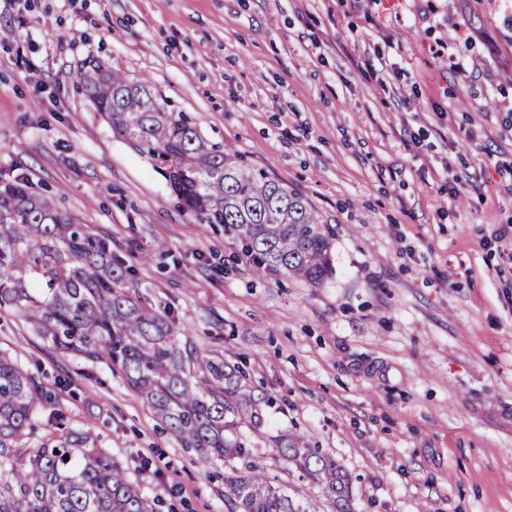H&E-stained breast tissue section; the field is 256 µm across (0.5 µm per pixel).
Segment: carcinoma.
<instances>
[{
	"mask_svg": "<svg viewBox=\"0 0 512 512\" xmlns=\"http://www.w3.org/2000/svg\"><path fill=\"white\" fill-rule=\"evenodd\" d=\"M79 88L157 171L201 224L258 272L318 285L332 272L331 233L301 194L238 152L207 143L192 119L168 112L150 82H131L92 58ZM130 268L110 244L18 179L0 187V309L18 311L63 352L123 375L179 447L224 467L227 512H311L252 457L241 427L261 436V400L222 357L198 358L170 314L133 297ZM48 393L0 350V512H154L139 484L88 430L53 423L32 442ZM277 452L298 482L316 483L332 512H356L339 462L298 435Z\"/></svg>",
	"mask_w": 512,
	"mask_h": 512,
	"instance_id": "1",
	"label": "carcinoma"
}]
</instances>
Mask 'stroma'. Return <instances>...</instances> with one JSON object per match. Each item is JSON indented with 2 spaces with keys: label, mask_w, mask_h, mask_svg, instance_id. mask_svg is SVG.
Segmentation results:
<instances>
[{
  "label": "stroma",
  "mask_w": 512,
  "mask_h": 512,
  "mask_svg": "<svg viewBox=\"0 0 512 512\" xmlns=\"http://www.w3.org/2000/svg\"><path fill=\"white\" fill-rule=\"evenodd\" d=\"M496 0H0V185L108 240L141 302L262 396L256 456L300 434L357 512H512V48ZM98 59L302 194L317 286L260 275L183 210L78 88ZM0 348L159 512H226L224 470L123 377L0 310Z\"/></svg>",
  "instance_id": "obj_1"
}]
</instances>
